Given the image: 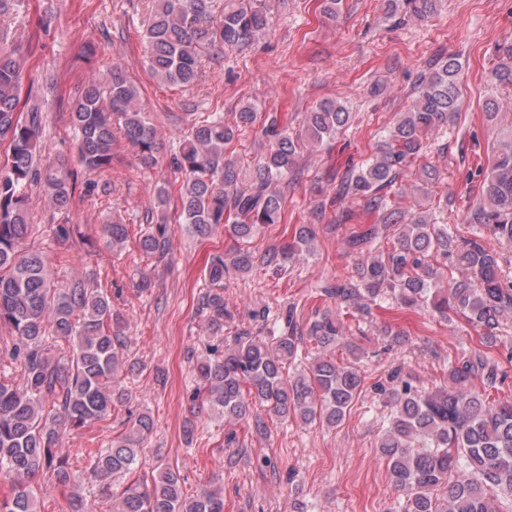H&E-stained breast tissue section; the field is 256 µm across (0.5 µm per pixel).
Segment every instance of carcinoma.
Instances as JSON below:
<instances>
[{"instance_id":"1","label":"carcinoma","mask_w":512,"mask_h":512,"mask_svg":"<svg viewBox=\"0 0 512 512\" xmlns=\"http://www.w3.org/2000/svg\"><path fill=\"white\" fill-rule=\"evenodd\" d=\"M268 25L262 0H153L145 24L148 68L163 83L189 87L199 77L203 58L218 46L250 43ZM29 49L0 27V146L7 145L0 165V325L14 340L0 349V476L11 478L10 493L0 497V512H36L31 484L39 473L51 474L69 490V512H96L85 496L81 474L71 458L88 459L90 475L105 480L128 477L112 494V512H224V494L208 487L188 497L182 478L171 467H157L151 478L137 475L146 459L144 442L153 419L142 413L105 449L64 448V430H80L107 420L112 408L128 400L125 379L144 365L125 357L129 337L124 318L111 298L93 282L74 278L56 285L50 259L38 249L24 250L28 234L29 189L43 185L58 211L69 210L77 175L62 165L42 166L37 146L41 112L23 111L21 94L33 87L19 61ZM502 61L489 74L491 88L512 89V43L499 47ZM461 63L454 54L440 57L422 79L417 96L389 131L381 151L344 177L337 195L364 201L383 216L348 239L358 256L357 283H334L321 294L343 309L363 316L390 300L403 308H426L441 318H462L480 333L483 351L448 360V384L420 389L396 370L389 387H381L389 408L387 426L377 442V456L400 493L395 512H512V399H492L490 390L506 378L489 353L502 344L503 317L512 312V280L502 276L500 253L477 238L458 239L446 224H433L421 210L406 223L394 221L389 193L421 156L422 136L433 129L451 130L459 110ZM350 113L328 100L305 119L304 133L294 137L276 112L264 114L261 131L268 150L256 164L249 184H239V170L225 157V146L237 133L254 126L258 112L250 105L229 125L213 112L191 124L171 167L181 177L180 215L188 230L209 237L222 229L237 243L256 237L262 227L282 218L281 198L272 185L296 168L297 148L319 145L336 136ZM70 125L80 166L104 172L112 166L114 128L135 149L141 162H158L160 142L141 91L119 65L93 77L71 107ZM480 201L467 216L477 233H490L512 247V133L501 140L490 168L478 170ZM169 197L157 189L148 209L155 224L139 239L146 257L168 254ZM396 242L379 254L375 244L390 228ZM106 242L120 247L128 227L102 225ZM315 232L302 224L293 240L261 256V264L278 268L313 252ZM255 256L240 246L211 257L210 288L200 297L210 329L219 333L235 322L224 306V279L248 274ZM464 271L448 277V267ZM314 344L317 356L298 363L303 347ZM68 345L69 357L52 355ZM342 347L352 359L361 349L350 343L336 310L317 312L306 330L288 321V331L272 338L239 330L196 357L192 399L229 422H252L258 434L266 419L334 429L341 425L362 389L363 378L351 363L336 361ZM481 378L483 388L474 386Z\"/></svg>"}]
</instances>
